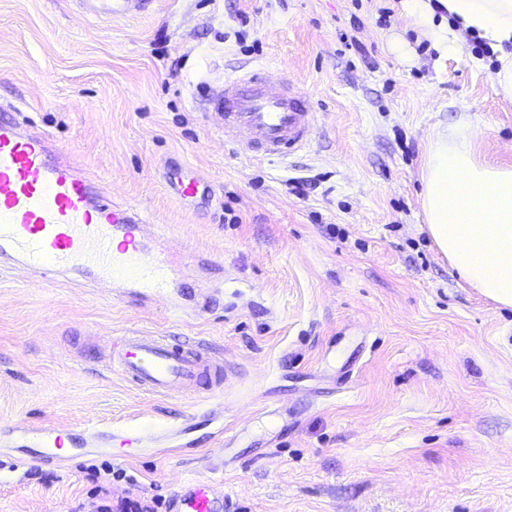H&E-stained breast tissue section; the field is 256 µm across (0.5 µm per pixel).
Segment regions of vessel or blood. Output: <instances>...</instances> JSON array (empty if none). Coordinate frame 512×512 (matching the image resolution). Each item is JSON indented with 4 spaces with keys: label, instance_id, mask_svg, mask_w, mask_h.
<instances>
[{
    "label": "vessel or blood",
    "instance_id": "1",
    "mask_svg": "<svg viewBox=\"0 0 512 512\" xmlns=\"http://www.w3.org/2000/svg\"><path fill=\"white\" fill-rule=\"evenodd\" d=\"M153 0H78L89 14L122 19L145 12ZM206 105L217 111L224 125L236 133L243 152L280 157L307 145L316 122L311 104L289 90L287 77L277 69L225 80ZM171 185L181 199L205 192L196 175L174 173ZM154 235L134 210L104 201L96 179L44 135L24 129L14 118L0 115V259L42 272L81 271L100 282L118 285L146 299L165 297L173 270L152 248ZM109 364L137 389L164 396L195 400L201 393H224L222 377L204 349L173 345L164 337L131 331L113 344ZM208 389H200L203 376ZM48 461L60 464L68 457L71 437L66 429L40 432ZM165 445L163 431L146 436L129 428L95 431L93 442L120 441L131 448L147 439ZM224 495L209 480L183 481L171 500V512H218Z\"/></svg>",
    "mask_w": 512,
    "mask_h": 512
}]
</instances>
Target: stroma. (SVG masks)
Masks as SVG:
<instances>
[{
    "label": "stroma",
    "instance_id": "stroma-1",
    "mask_svg": "<svg viewBox=\"0 0 512 512\" xmlns=\"http://www.w3.org/2000/svg\"><path fill=\"white\" fill-rule=\"evenodd\" d=\"M481 54L473 35L440 56L403 0H162L120 20L0 0V102L157 225L176 271L156 305L0 264V426L72 432L64 466L0 443V512H94L99 484L169 512L198 476L223 512H512V309L449 268L420 200L437 129L473 121L481 157L512 164V99ZM258 66L312 104L303 151L235 152L204 110L206 87ZM171 167L211 195L178 200ZM128 330L202 342L224 365L223 418L106 369L99 355ZM189 413L166 454L120 461L83 442ZM105 464L130 482L93 477Z\"/></svg>",
    "mask_w": 512,
    "mask_h": 512
}]
</instances>
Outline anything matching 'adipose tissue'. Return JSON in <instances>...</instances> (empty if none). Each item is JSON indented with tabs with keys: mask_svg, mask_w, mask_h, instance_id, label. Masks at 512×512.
Masks as SVG:
<instances>
[{
	"mask_svg": "<svg viewBox=\"0 0 512 512\" xmlns=\"http://www.w3.org/2000/svg\"><path fill=\"white\" fill-rule=\"evenodd\" d=\"M418 31L440 52L463 48V33L496 54L492 79L512 98V0H405ZM471 121L436 133L422 175L421 205L430 236L469 286L512 308V164L492 163L475 150Z\"/></svg>",
	"mask_w": 512,
	"mask_h": 512,
	"instance_id": "adipose-tissue-1",
	"label": "adipose tissue"
}]
</instances>
